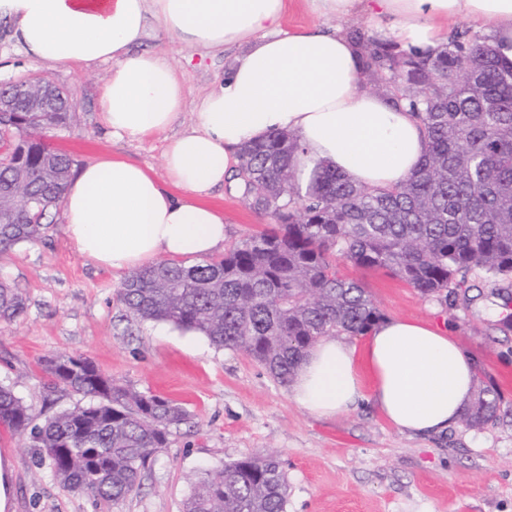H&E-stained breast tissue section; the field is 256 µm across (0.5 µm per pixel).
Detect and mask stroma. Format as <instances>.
Returning <instances> with one entry per match:
<instances>
[{"mask_svg":"<svg viewBox=\"0 0 512 512\" xmlns=\"http://www.w3.org/2000/svg\"><path fill=\"white\" fill-rule=\"evenodd\" d=\"M145 50L164 54L187 90L183 122L197 100L215 87L229 57L188 56L177 44L147 36ZM110 64L88 70L51 66L28 57L0 22V83L39 77L69 90L76 101L69 127L42 135L74 166L103 155L135 162L165 180L161 137L112 141L101 125L99 90ZM203 204L223 211L228 242L269 229L227 189L212 190ZM360 280L385 317L448 326L478 362L476 383L501 396L503 421L480 429L463 425L437 438L398 430L367 404L334 416H317L291 397L246 353L215 348L201 333L166 322L127 318L117 298L126 278L80 256L63 218L48 224L41 241L0 254V278L26 300L17 319L0 321V383L33 406L38 420L83 404L81 395L45 386L41 360L81 356L123 385L180 403L186 423L172 429L120 512H183L190 485L206 469L242 454L275 456L288 479L287 512H512V331L503 332L512 279L486 282L474 274L455 305L421 295L383 272L342 265ZM30 439L0 429V481L5 512H109L85 495L63 490Z\"/></svg>","mask_w":512,"mask_h":512,"instance_id":"35a3bbf8","label":"stroma"}]
</instances>
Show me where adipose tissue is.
Segmentation results:
<instances>
[{"mask_svg":"<svg viewBox=\"0 0 512 512\" xmlns=\"http://www.w3.org/2000/svg\"><path fill=\"white\" fill-rule=\"evenodd\" d=\"M288 0H0V21L25 53L86 68L107 62L100 118L116 141L164 134L166 191L143 167L99 158L79 168L61 197L66 233L83 257L130 271L159 257L202 259L223 251L224 215L200 198L237 170L242 146L285 131L297 139L301 179L327 168L354 184L386 189L408 178L425 151L405 107L365 88L359 53L342 30H284ZM312 14L348 21L365 13L404 49L434 52L448 23L481 21L512 61V0H302ZM156 30L189 52L234 51L217 87L188 126L177 69L143 50ZM375 384L365 391L358 353ZM327 337L307 353L293 397L317 415L369 403L401 431L431 438L461 420L477 361L448 330L399 318L375 325L364 351Z\"/></svg>","mask_w":512,"mask_h":512,"instance_id":"obj_1","label":"adipose tissue"}]
</instances>
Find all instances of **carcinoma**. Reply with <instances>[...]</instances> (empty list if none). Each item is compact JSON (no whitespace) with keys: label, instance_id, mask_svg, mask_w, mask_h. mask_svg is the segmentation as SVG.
Returning <instances> with one entry per match:
<instances>
[{"label":"carcinoma","instance_id":"obj_1","mask_svg":"<svg viewBox=\"0 0 512 512\" xmlns=\"http://www.w3.org/2000/svg\"><path fill=\"white\" fill-rule=\"evenodd\" d=\"M362 74L381 93L407 101L426 132V151L410 177L388 190L356 185L333 171L299 183L300 150L286 133L244 146L232 175L239 198L275 223L238 241L224 256L191 265L161 261L130 273L118 291L134 320L168 322L241 350L288 384L308 350L327 336H363L383 318L364 286L339 262L382 270L422 295L455 302L468 276L512 278V63L491 37L451 30L434 55L403 49L356 28ZM46 82L17 84L20 111L0 124V252L37 242L71 177L72 160L35 140L72 113L30 111ZM26 308L0 280V321ZM48 386L87 405L34 424V409L0 384V426L29 433L40 459L66 491L116 509L188 419L179 403L118 384L86 359L42 361ZM496 397L477 390L462 423L500 422ZM288 480L273 456L243 455L195 479L184 512H286Z\"/></svg>","mask_w":512,"mask_h":512}]
</instances>
